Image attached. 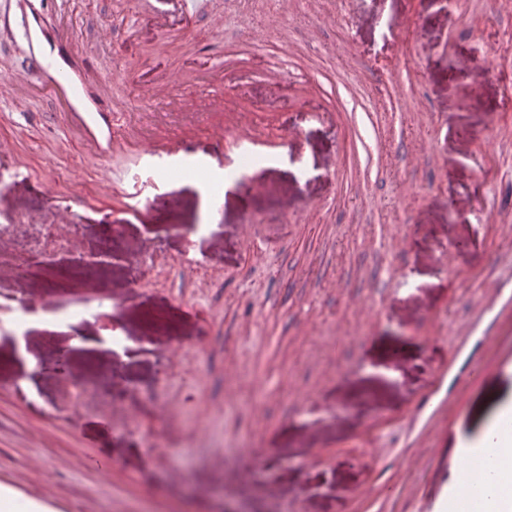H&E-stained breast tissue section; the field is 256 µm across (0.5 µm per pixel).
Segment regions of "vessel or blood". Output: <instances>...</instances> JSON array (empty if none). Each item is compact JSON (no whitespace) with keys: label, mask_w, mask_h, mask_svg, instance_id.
Segmentation results:
<instances>
[{"label":"vessel or blood","mask_w":512,"mask_h":512,"mask_svg":"<svg viewBox=\"0 0 512 512\" xmlns=\"http://www.w3.org/2000/svg\"><path fill=\"white\" fill-rule=\"evenodd\" d=\"M53 0L14 17L29 47V64L44 76L42 90L52 97L60 117L77 128L81 144L109 157L128 148L114 134L116 108L93 87L92 63L81 53L79 33L47 26ZM137 154L152 167L168 165L183 153L182 139L160 136L137 141ZM475 320L432 376L412 409L410 445L427 449L434 479L420 499L418 512H458L469 502L470 512H512V398L500 401L483 430L470 435L449 421L468 392L496 378L512 379V277L483 286ZM478 465L489 487L475 492L464 475ZM374 483L356 493L353 512H390L400 487L387 464L377 466ZM0 512H74L70 500L46 490H34L16 477L0 472Z\"/></svg>","instance_id":"obj_1"}]
</instances>
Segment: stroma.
Masks as SVG:
<instances>
[{
	"label": "stroma",
	"mask_w": 512,
	"mask_h": 512,
	"mask_svg": "<svg viewBox=\"0 0 512 512\" xmlns=\"http://www.w3.org/2000/svg\"><path fill=\"white\" fill-rule=\"evenodd\" d=\"M218 8L201 0L192 30L175 36L154 23L163 0L137 13L129 0H63L64 22L122 106L119 133L193 143L194 156L162 170L127 151L56 158L55 106L17 29L0 31V82L14 87L0 127L39 116L16 135L14 168L0 171V205L29 253L41 252L44 229L82 228L22 279L0 241V316L27 342L0 334V463L80 512L159 502L173 512H349L377 458L423 483L425 465L405 460L407 423L373 441L372 421L409 410L479 310L449 265L512 276V243L498 230L512 138L490 135L512 131V82L490 78L476 94L456 70L491 55L512 65V0L496 11L490 0H263L256 17L223 9L219 26ZM403 21L398 45L388 27ZM260 23L270 34L252 39ZM407 62L411 78L388 81ZM152 81L161 93L144 98ZM190 96L208 109L185 116ZM229 112L250 113L278 163L241 152L231 128L216 143ZM293 132L296 155L279 154ZM219 146L225 172L243 177L215 218L197 182ZM55 165L82 184L81 202ZM133 188L160 205L131 208ZM106 245L125 259L91 272L61 264ZM118 316L129 334L111 348L103 339ZM93 455L109 460L108 476L95 475Z\"/></svg>",
	"instance_id": "obj_1"
}]
</instances>
